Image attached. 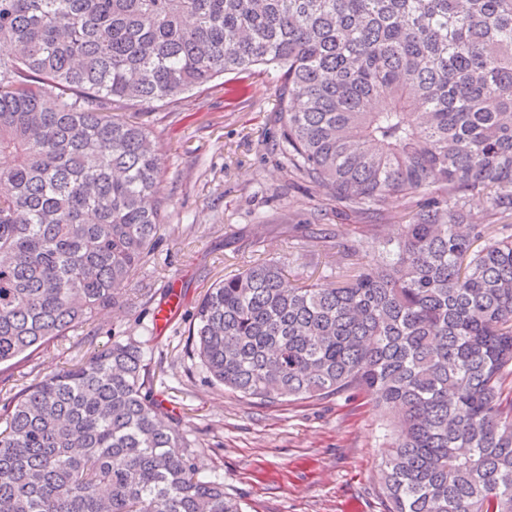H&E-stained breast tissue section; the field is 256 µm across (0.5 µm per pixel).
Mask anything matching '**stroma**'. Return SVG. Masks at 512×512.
Returning <instances> with one entry per match:
<instances>
[{"label":"stroma","mask_w":512,"mask_h":512,"mask_svg":"<svg viewBox=\"0 0 512 512\" xmlns=\"http://www.w3.org/2000/svg\"><path fill=\"white\" fill-rule=\"evenodd\" d=\"M278 82L272 69L226 74L155 107L146 119L164 157L159 194L165 222L135 284L159 304L178 283L185 306L150 344L160 396L176 406L193 439L197 465L221 473L244 512H385L380 464L389 413L363 395L263 402L211 385L185 351L197 302L224 276L258 259L285 261L288 280L331 283L373 262L371 236L387 241L407 223L409 199L383 215H347L324 190L283 159ZM144 304L125 301L95 325L70 333L39 354L0 368V398L86 358L112 340L144 341Z\"/></svg>","instance_id":"1"}]
</instances>
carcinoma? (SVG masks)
<instances>
[{
    "mask_svg": "<svg viewBox=\"0 0 512 512\" xmlns=\"http://www.w3.org/2000/svg\"><path fill=\"white\" fill-rule=\"evenodd\" d=\"M280 71L281 154L350 215L415 205L342 285L268 259L211 285L188 347L261 401L393 415L386 512H512V0H0V365L120 305L164 221L152 109ZM112 341L0 404V512H242Z\"/></svg>",
    "mask_w": 512,
    "mask_h": 512,
    "instance_id": "carcinoma-1",
    "label": "carcinoma"
}]
</instances>
